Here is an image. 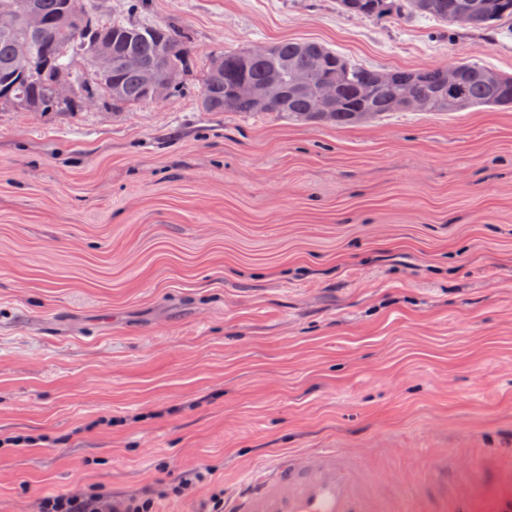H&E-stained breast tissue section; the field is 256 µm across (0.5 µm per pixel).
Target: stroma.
<instances>
[{
    "label": "stroma",
    "instance_id": "1",
    "mask_svg": "<svg viewBox=\"0 0 512 512\" xmlns=\"http://www.w3.org/2000/svg\"><path fill=\"white\" fill-rule=\"evenodd\" d=\"M178 23L163 103L0 104V512L339 448L408 495L512 474V107L348 127L205 112L213 55L320 42L373 69L512 74V22L365 20L339 0H84ZM474 459L432 484V455ZM168 470H161V463Z\"/></svg>",
    "mask_w": 512,
    "mask_h": 512
}]
</instances>
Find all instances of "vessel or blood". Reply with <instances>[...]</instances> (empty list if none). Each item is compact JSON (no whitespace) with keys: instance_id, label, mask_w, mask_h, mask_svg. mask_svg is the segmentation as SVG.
<instances>
[{"instance_id":"vessel-or-blood-1","label":"vessel or blood","mask_w":512,"mask_h":512,"mask_svg":"<svg viewBox=\"0 0 512 512\" xmlns=\"http://www.w3.org/2000/svg\"><path fill=\"white\" fill-rule=\"evenodd\" d=\"M384 484L355 456L336 448H315L279 458L239 488L225 494L224 512H403L385 497ZM478 512H512V488L479 492L477 483L463 491Z\"/></svg>"}]
</instances>
